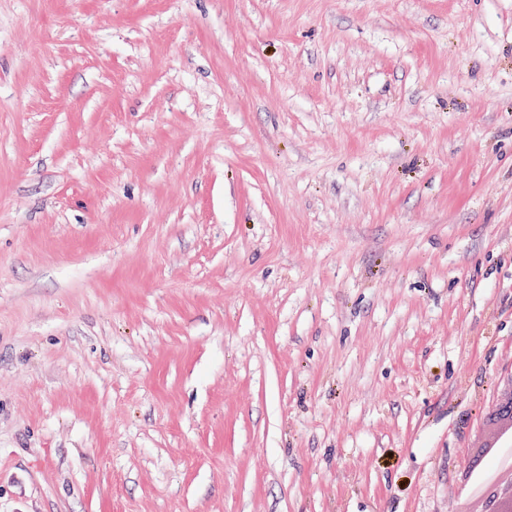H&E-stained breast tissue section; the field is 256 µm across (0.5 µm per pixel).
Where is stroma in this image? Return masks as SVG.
<instances>
[{
  "instance_id": "1",
  "label": "stroma",
  "mask_w": 512,
  "mask_h": 512,
  "mask_svg": "<svg viewBox=\"0 0 512 512\" xmlns=\"http://www.w3.org/2000/svg\"><path fill=\"white\" fill-rule=\"evenodd\" d=\"M512 388V0H0V512H460Z\"/></svg>"
}]
</instances>
